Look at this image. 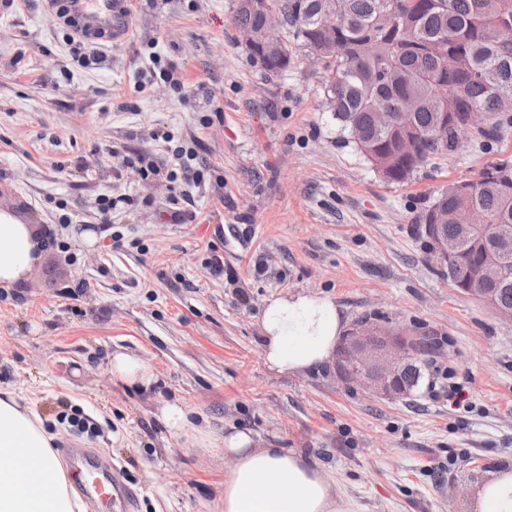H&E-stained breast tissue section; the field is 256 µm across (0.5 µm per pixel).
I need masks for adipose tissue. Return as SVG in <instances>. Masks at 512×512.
I'll list each match as a JSON object with an SVG mask.
<instances>
[{
    "label": "adipose tissue",
    "instance_id": "ef3b65f1",
    "mask_svg": "<svg viewBox=\"0 0 512 512\" xmlns=\"http://www.w3.org/2000/svg\"><path fill=\"white\" fill-rule=\"evenodd\" d=\"M41 256L30 225L0 210V288L21 286ZM347 325L331 296L292 293L269 298L261 318L270 371L297 375L330 364ZM53 436L14 389L0 387V512H84L70 491ZM231 462L223 512H354L335 475L294 448L245 431L208 440ZM473 512H512V470L478 493Z\"/></svg>",
    "mask_w": 512,
    "mask_h": 512
}]
</instances>
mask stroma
<instances>
[{
	"label": "stroma",
	"mask_w": 512,
	"mask_h": 512,
	"mask_svg": "<svg viewBox=\"0 0 512 512\" xmlns=\"http://www.w3.org/2000/svg\"><path fill=\"white\" fill-rule=\"evenodd\" d=\"M230 7L131 0L126 39L85 69L43 0L0 5V209L58 232L21 287L0 288V385L31 400L57 456L110 457L135 512H222L224 458L201 435L232 428L303 450L358 512H469L512 468V323L448 282L418 219L449 184L512 159V126L387 182L329 112L321 65L265 77ZM156 131L198 153L203 185L181 184L194 221L172 222L165 176L144 182L126 163L154 153ZM126 192L101 231L102 203ZM300 291L352 320L421 328L426 384L389 401L331 365L269 371L262 309ZM117 352L154 383L113 377ZM441 370L453 400L427 387ZM171 406L185 429L166 424Z\"/></svg>",
	"instance_id": "stroma-1"
}]
</instances>
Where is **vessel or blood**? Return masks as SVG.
Masks as SVG:
<instances>
[{"mask_svg": "<svg viewBox=\"0 0 512 512\" xmlns=\"http://www.w3.org/2000/svg\"><path fill=\"white\" fill-rule=\"evenodd\" d=\"M127 0H66L72 30L90 40L120 41L125 36ZM77 488L97 512H133V494L122 482L115 465L90 455L85 449L68 452Z\"/></svg>", "mask_w": 512, "mask_h": 512, "instance_id": "1", "label": "vessel or blood"}]
</instances>
